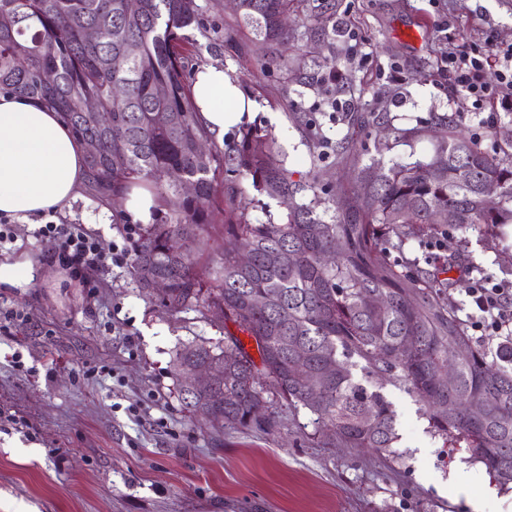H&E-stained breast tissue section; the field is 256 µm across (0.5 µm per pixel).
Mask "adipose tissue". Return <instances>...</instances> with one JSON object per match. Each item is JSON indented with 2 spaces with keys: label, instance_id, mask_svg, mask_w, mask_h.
<instances>
[{
  "label": "adipose tissue",
  "instance_id": "obj_1",
  "mask_svg": "<svg viewBox=\"0 0 512 512\" xmlns=\"http://www.w3.org/2000/svg\"><path fill=\"white\" fill-rule=\"evenodd\" d=\"M191 94L215 144L255 110L223 67L197 70ZM84 148L58 113L0 93V214L27 217L71 209L85 181Z\"/></svg>",
  "mask_w": 512,
  "mask_h": 512
}]
</instances>
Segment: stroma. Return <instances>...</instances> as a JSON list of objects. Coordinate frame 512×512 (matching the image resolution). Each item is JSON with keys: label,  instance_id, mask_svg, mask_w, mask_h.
Segmentation results:
<instances>
[{"label": "stroma", "instance_id": "1", "mask_svg": "<svg viewBox=\"0 0 512 512\" xmlns=\"http://www.w3.org/2000/svg\"><path fill=\"white\" fill-rule=\"evenodd\" d=\"M304 0L310 16L294 28L288 63L261 67L260 45L237 22L232 0H199L201 23L189 70L223 66L256 104L252 124L272 132L294 179L315 178L320 193L341 194L362 166L405 164L433 154L442 132L433 115L456 114L462 130L491 153L490 122L512 113L475 105L458 91L449 53L481 58L512 46V0ZM354 112H380L388 128L352 129ZM407 130L395 139L394 129ZM355 131L357 148L337 160L334 146ZM388 142L377 150L378 142ZM95 204L53 213L80 224L103 249L139 238L143 223L98 224ZM48 217L17 220L0 258L25 255L41 274L30 287L0 288V312L22 313L0 330V512H512V489L485 476L461 449L431 435L418 406L390 390L401 453L391 462L316 434L307 410L281 411L272 432L239 431L188 412L173 365L177 350L224 339V322L199 307L170 313L140 290L128 267L78 283L52 263L55 243L35 238ZM441 250L423 238L400 257L428 270L452 259L437 292L472 340L496 353L500 336L475 331L463 310L472 277L512 281V229L506 237L447 229ZM20 354L14 364L12 354ZM139 409L138 416L127 412ZM483 474L463 488L459 467ZM481 509H474V502Z\"/></svg>", "mask_w": 512, "mask_h": 512}]
</instances>
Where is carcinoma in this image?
Segmentation results:
<instances>
[{
    "mask_svg": "<svg viewBox=\"0 0 512 512\" xmlns=\"http://www.w3.org/2000/svg\"><path fill=\"white\" fill-rule=\"evenodd\" d=\"M294 8L295 0H238L239 18L267 49L261 66L281 60ZM200 10L197 0H0V92L39 101L80 142L96 143L86 153L88 194L108 201L141 184L157 197L161 217L134 244L131 277L142 288L140 268L151 267L168 282L160 297L167 311L219 307L224 322L255 342L256 358L230 331L222 346L177 353L181 375L199 365L224 368V380L186 408L270 432L280 425L277 399L307 410L338 445L398 458L396 411L383 392L389 384L414 398L429 432L509 487L512 339L489 357L440 301L435 275L397 269L387 246L445 227L512 224V158L458 133L455 115H440L445 134L432 155L361 168L344 192L353 203L320 212L322 199L306 198L313 185L291 179L264 129L247 126L233 143L199 152L209 139L185 62L195 48L187 30L199 26ZM101 30L109 39L96 37ZM45 71L52 81L41 78ZM488 181L500 185L498 197L485 196ZM185 183L193 194L183 193ZM246 190L286 204L283 222L236 217ZM220 213L224 253L204 267L199 256ZM450 356L455 375L443 382L438 373Z\"/></svg>",
    "mask_w": 512,
    "mask_h": 512,
    "instance_id": "1",
    "label": "carcinoma"
}]
</instances>
